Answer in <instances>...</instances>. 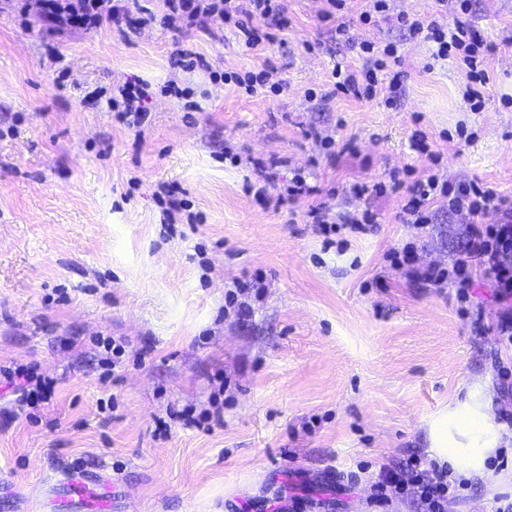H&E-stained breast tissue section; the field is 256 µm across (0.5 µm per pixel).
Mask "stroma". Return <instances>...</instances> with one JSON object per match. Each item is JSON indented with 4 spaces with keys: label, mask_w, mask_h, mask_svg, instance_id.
Instances as JSON below:
<instances>
[{
    "label": "stroma",
    "mask_w": 512,
    "mask_h": 512,
    "mask_svg": "<svg viewBox=\"0 0 512 512\" xmlns=\"http://www.w3.org/2000/svg\"><path fill=\"white\" fill-rule=\"evenodd\" d=\"M26 3L0 0V512H80L69 469L97 477L91 492L112 484L111 512H368L381 467L426 451L431 418L469 388L491 423L512 412L494 288L477 281L463 302L388 257L412 242L416 266L447 265L468 217L441 199L420 233L399 219L402 194L352 190L424 175L409 147L420 129L450 181L512 200V0H473L468 21L496 46L479 112L454 61L430 62L395 19L360 24L367 0L343 34L323 0H285L290 27L253 49L220 19L54 35ZM386 40L402 83L370 101L337 93L333 67L361 68L360 43ZM180 52L267 69L280 90L211 83L174 67ZM133 77L149 84L141 128L106 107ZM297 177L315 194L288 198ZM165 189L202 221L162 224ZM316 205L373 209L378 226L327 244ZM238 282L242 322L224 309ZM103 337L125 343L116 368L99 362ZM18 367L53 380L51 398L22 402L4 376ZM172 410L213 420L160 435Z\"/></svg>",
    "instance_id": "35a3bbf8"
}]
</instances>
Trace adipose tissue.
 Returning <instances> with one entry per match:
<instances>
[{
    "mask_svg": "<svg viewBox=\"0 0 512 512\" xmlns=\"http://www.w3.org/2000/svg\"><path fill=\"white\" fill-rule=\"evenodd\" d=\"M431 456L450 464L453 474L495 486L507 481V473H494L486 460L494 452L501 433L485 416L477 393L441 412L429 422Z\"/></svg>",
    "mask_w": 512,
    "mask_h": 512,
    "instance_id": "obj_1",
    "label": "adipose tissue"
}]
</instances>
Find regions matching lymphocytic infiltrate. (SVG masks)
<instances>
[{
	"label": "lymphocytic infiltrate",
	"mask_w": 512,
	"mask_h": 512,
	"mask_svg": "<svg viewBox=\"0 0 512 512\" xmlns=\"http://www.w3.org/2000/svg\"><path fill=\"white\" fill-rule=\"evenodd\" d=\"M436 4L438 13L455 15L453 25L403 11L397 16L399 27L409 36L428 43L433 59H455L472 84H487L492 47L462 20L471 11V0H436ZM39 6L54 32L118 23L128 14L123 0H39ZM216 18L238 31L252 48L262 43L263 28L284 31L290 24L283 0H162L161 15L149 12L144 16L148 22L157 19L167 27L196 30L206 29ZM359 50L366 59L365 67L355 72L335 66V90L358 99H371L376 96L383 76H390L395 83L401 81L403 56L398 44L390 42L378 47L364 42ZM148 96L147 86L140 80L119 86L111 98L116 119L133 126L147 122ZM441 198L447 200L449 212L469 218L464 249L447 267L421 270L412 267L414 248L407 245L392 252L393 263L410 266V276L415 280L456 288L462 299L479 278L491 281L501 298L512 297V202L477 182L457 185L431 171L410 184L401 208L403 223L426 229L431 222V207ZM467 488V482L453 477L449 467L437 465L414 451L400 463L381 469L371 502L385 507L392 499L409 498L419 512H445L448 501L463 499Z\"/></svg>",
	"instance_id": "1"
}]
</instances>
